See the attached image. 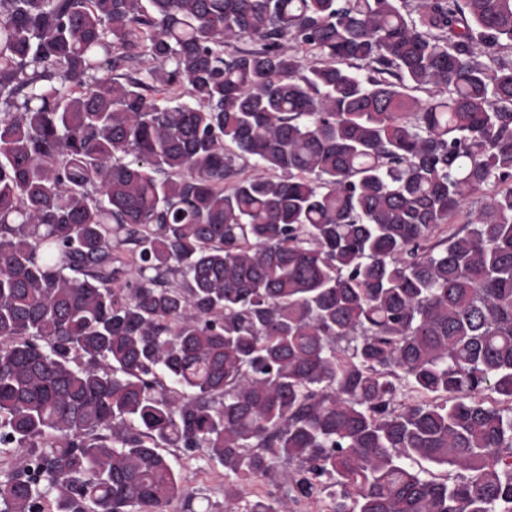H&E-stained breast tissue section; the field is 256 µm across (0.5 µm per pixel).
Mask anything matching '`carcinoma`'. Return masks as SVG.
I'll return each instance as SVG.
<instances>
[{
    "mask_svg": "<svg viewBox=\"0 0 512 512\" xmlns=\"http://www.w3.org/2000/svg\"><path fill=\"white\" fill-rule=\"evenodd\" d=\"M7 448L0 512H512V0H0ZM168 457L179 473L185 493L193 495L194 508L219 512L224 505V469L206 461L201 452L190 453L183 448H167Z\"/></svg>",
    "mask_w": 512,
    "mask_h": 512,
    "instance_id": "obj_1",
    "label": "carcinoma"
}]
</instances>
